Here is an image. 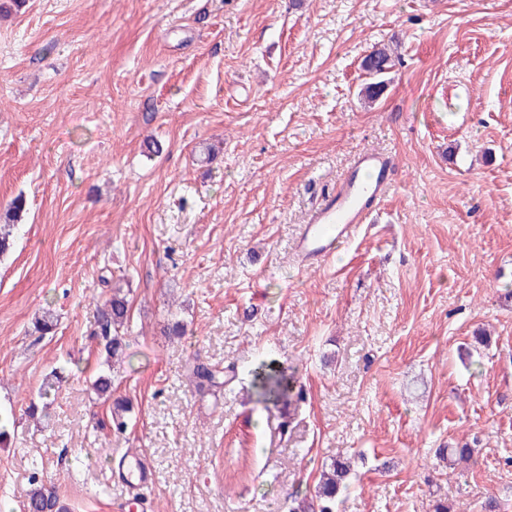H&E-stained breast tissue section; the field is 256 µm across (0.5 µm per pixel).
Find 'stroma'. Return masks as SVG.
<instances>
[{"label": "stroma", "instance_id": "stroma-1", "mask_svg": "<svg viewBox=\"0 0 512 512\" xmlns=\"http://www.w3.org/2000/svg\"><path fill=\"white\" fill-rule=\"evenodd\" d=\"M394 39L365 105L362 60ZM367 149L396 160L381 205L300 266L299 227ZM20 193L0 512L36 480L67 512H143L122 484L139 451L155 512H289L336 460L338 512H512V0H27L0 17V214ZM198 361L237 378L198 391ZM263 369L304 402L261 400ZM466 443L477 464L449 468ZM128 320V303L120 287L112 289V297L99 309L96 336L104 340V352L108 358L118 359L123 353L122 330Z\"/></svg>", "mask_w": 512, "mask_h": 512}]
</instances>
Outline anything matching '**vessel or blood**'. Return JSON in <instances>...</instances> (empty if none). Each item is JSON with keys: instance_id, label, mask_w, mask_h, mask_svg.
<instances>
[{"instance_id": "obj_1", "label": "vessel or blood", "mask_w": 512, "mask_h": 512, "mask_svg": "<svg viewBox=\"0 0 512 512\" xmlns=\"http://www.w3.org/2000/svg\"><path fill=\"white\" fill-rule=\"evenodd\" d=\"M394 166V158L380 151L366 150L355 157L336 191L320 200L301 226L294 246L300 265H322L339 244L353 240L390 187ZM127 465L125 486L133 494L147 482L149 460L146 455L135 453L128 456Z\"/></svg>"}]
</instances>
